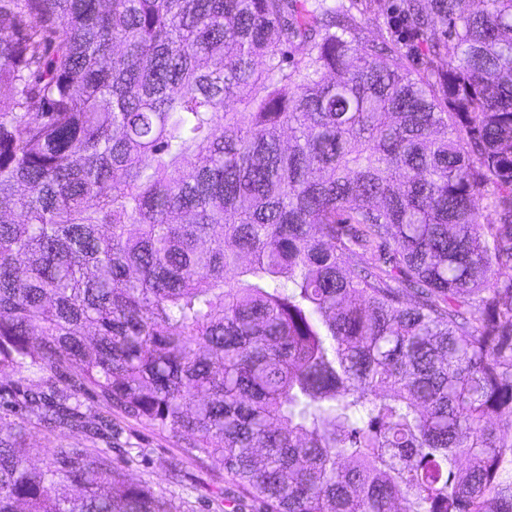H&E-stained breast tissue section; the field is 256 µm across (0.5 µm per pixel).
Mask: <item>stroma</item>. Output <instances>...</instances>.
<instances>
[{"instance_id": "1", "label": "stroma", "mask_w": 512, "mask_h": 512, "mask_svg": "<svg viewBox=\"0 0 512 512\" xmlns=\"http://www.w3.org/2000/svg\"><path fill=\"white\" fill-rule=\"evenodd\" d=\"M396 0H355L363 39H380L391 28ZM84 426L51 427L29 415V438L37 448L109 450L114 470L171 500L178 512H264L221 467L189 457L174 439L146 422L110 411L94 399L82 402Z\"/></svg>"}]
</instances>
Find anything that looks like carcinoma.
Listing matches in <instances>:
<instances>
[{"instance_id": "obj_1", "label": "carcinoma", "mask_w": 512, "mask_h": 512, "mask_svg": "<svg viewBox=\"0 0 512 512\" xmlns=\"http://www.w3.org/2000/svg\"><path fill=\"white\" fill-rule=\"evenodd\" d=\"M397 17L419 69L344 0H0V374L68 376L0 406L268 512H512V0ZM28 435L0 512H176ZM84 429L51 427L27 414L28 442L35 448H110L112 469L171 500L178 512H265L219 466L189 457L155 427L109 410L102 401L80 398ZM112 420V438L100 421ZM97 427L99 430H97Z\"/></svg>"}]
</instances>
